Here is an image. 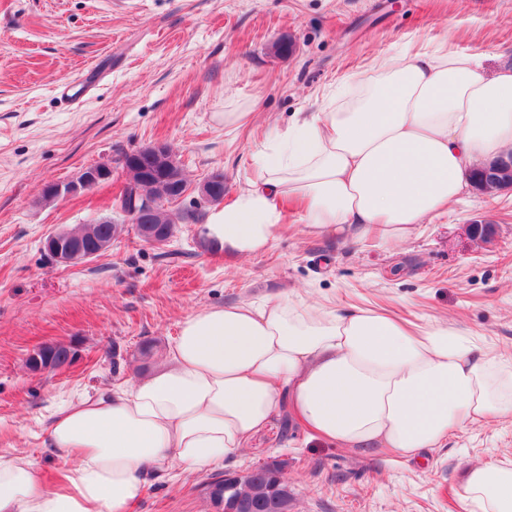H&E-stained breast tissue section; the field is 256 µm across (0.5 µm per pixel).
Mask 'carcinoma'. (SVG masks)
<instances>
[{
	"instance_id": "obj_1",
	"label": "carcinoma",
	"mask_w": 512,
	"mask_h": 512,
	"mask_svg": "<svg viewBox=\"0 0 512 512\" xmlns=\"http://www.w3.org/2000/svg\"><path fill=\"white\" fill-rule=\"evenodd\" d=\"M145 195L156 203L155 223L166 227L175 220L165 205L172 203L165 185L149 186ZM117 224H84L76 229L83 238L114 239ZM75 352L58 346L53 353V370L57 371L73 362ZM284 464L273 460L255 466L243 473H226L206 484L205 494L217 512H294V490L283 475Z\"/></svg>"
}]
</instances>
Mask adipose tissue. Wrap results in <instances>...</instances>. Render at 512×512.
<instances>
[{
  "instance_id": "1",
  "label": "adipose tissue",
  "mask_w": 512,
  "mask_h": 512,
  "mask_svg": "<svg viewBox=\"0 0 512 512\" xmlns=\"http://www.w3.org/2000/svg\"><path fill=\"white\" fill-rule=\"evenodd\" d=\"M512 151V67L487 72L447 38L407 43L349 75L251 154L245 187L205 234L267 252L297 210L309 233L411 239ZM288 408L315 437L418 459L455 430L512 416V355L457 325L304 299L193 312L166 365L58 406L53 447L75 463L44 487L28 454L0 458V512H129L145 471L223 466ZM463 512H512V463L467 467Z\"/></svg>"
}]
</instances>
